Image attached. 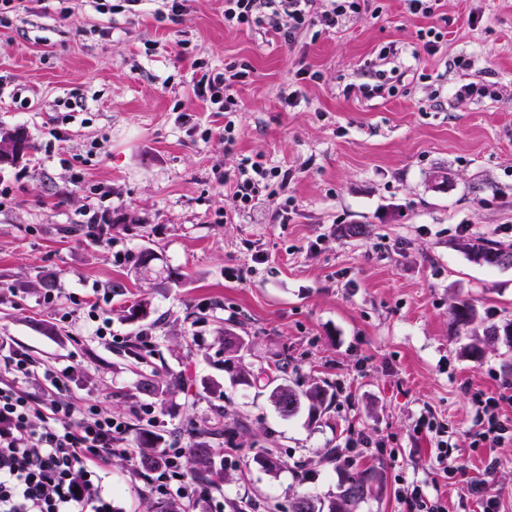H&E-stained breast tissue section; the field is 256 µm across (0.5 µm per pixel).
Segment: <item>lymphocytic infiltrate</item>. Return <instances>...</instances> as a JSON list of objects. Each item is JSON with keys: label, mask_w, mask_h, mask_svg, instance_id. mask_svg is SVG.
<instances>
[{"label": "lymphocytic infiltrate", "mask_w": 512, "mask_h": 512, "mask_svg": "<svg viewBox=\"0 0 512 512\" xmlns=\"http://www.w3.org/2000/svg\"><path fill=\"white\" fill-rule=\"evenodd\" d=\"M316 0H224V21L248 30L263 28L265 9L283 11L287 26L273 33L295 40L304 28H335L347 13L358 11L361 0H329L316 10ZM247 68L225 65L194 84L199 100L226 109L235 85L248 77ZM288 181L286 171L267 169L259 162L231 179V200L237 210L251 211L263 193ZM70 368L58 369L34 361L0 336V512H114L112 493L104 475L132 429L131 423L102 412L97 401L82 405L44 401L30 391L31 382L49 390L67 387ZM183 449L164 452L165 468L145 479L155 492L170 500L203 499L205 488L185 482L180 471Z\"/></svg>", "instance_id": "f902f5d3"}]
</instances>
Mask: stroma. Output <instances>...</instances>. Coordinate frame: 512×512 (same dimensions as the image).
Wrapping results in <instances>:
<instances>
[{"instance_id":"stroma-1","label":"stroma","mask_w":512,"mask_h":512,"mask_svg":"<svg viewBox=\"0 0 512 512\" xmlns=\"http://www.w3.org/2000/svg\"><path fill=\"white\" fill-rule=\"evenodd\" d=\"M160 7L13 0L0 21V132L35 143L0 167V336L72 367L60 400L91 398L117 419L154 409L159 448L208 428L224 480L204 509L185 500L183 512H289L303 494L325 505L365 469L353 512H406L417 484L448 512H481L474 481L512 512V398L500 396L512 347L490 336L512 320V268L468 251L512 248V0H439L431 18L406 0H363L336 28L291 43L228 27L224 0H186L175 19ZM432 27L443 38L429 52ZM234 62L250 76L226 116L192 84ZM379 72L385 92L364 96ZM471 82L489 94L460 95ZM246 157L290 173L248 214L224 184ZM89 209L106 216L111 244L86 237ZM352 224L362 236H345ZM144 250L154 272L126 258ZM167 266L190 279L159 277ZM46 275L60 293L51 303ZM141 302L146 316H131ZM461 302L472 322L456 321ZM223 328L246 340L253 383L225 371ZM180 374L185 387L166 400L140 389ZM325 380L338 391L322 415L286 418L270 399L275 384L302 392ZM489 397L507 429L495 444L475 435ZM425 417L453 429L457 473L438 465ZM358 432L372 447H347ZM337 447L345 464L330 456ZM105 485L116 512L167 505L121 456Z\"/></svg>"}]
</instances>
